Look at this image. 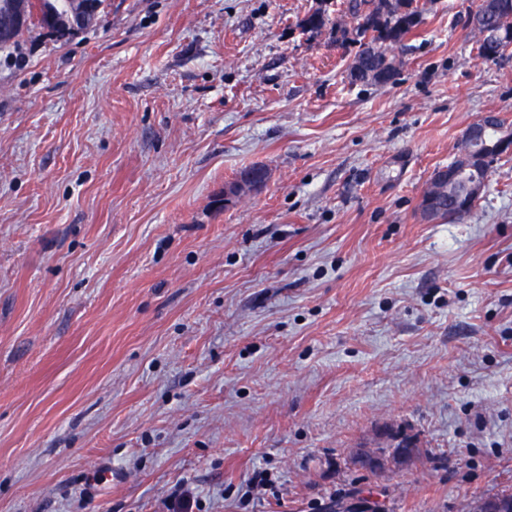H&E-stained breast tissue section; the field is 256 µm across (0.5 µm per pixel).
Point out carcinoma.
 I'll return each mask as SVG.
<instances>
[{"label": "carcinoma", "mask_w": 512, "mask_h": 512, "mask_svg": "<svg viewBox=\"0 0 512 512\" xmlns=\"http://www.w3.org/2000/svg\"><path fill=\"white\" fill-rule=\"evenodd\" d=\"M61 9L64 3L52 0H0V23L7 22L20 10L28 22H37L53 31L48 23L50 5ZM344 15L351 20V42L358 45L349 66L351 83L386 85L394 82L402 65L405 41L421 23L422 6L418 0H343ZM467 23L477 31V57L484 63H496L512 50V0H480ZM452 200L443 202L448 220L458 219L455 208L468 200L465 185L457 183L450 190Z\"/></svg>", "instance_id": "cac0c4a2"}]
</instances>
